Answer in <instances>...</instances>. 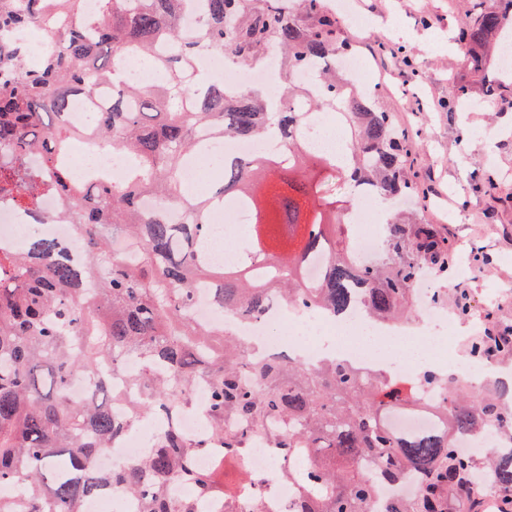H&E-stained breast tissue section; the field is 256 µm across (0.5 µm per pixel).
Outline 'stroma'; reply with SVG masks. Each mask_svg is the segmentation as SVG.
Segmentation results:
<instances>
[{"label":"stroma","instance_id":"obj_1","mask_svg":"<svg viewBox=\"0 0 512 512\" xmlns=\"http://www.w3.org/2000/svg\"><path fill=\"white\" fill-rule=\"evenodd\" d=\"M461 8L460 0H355L352 9L367 17L368 26L348 19L342 25L366 65L405 88L386 103L414 133L408 164L425 192V216L455 245L453 272L438 304L453 308L458 291L467 293L471 314L461 327L470 337L512 325V303L497 301L498 286L512 285V109L448 108L451 90L481 80L480 72L461 62ZM396 16L400 28L384 30ZM406 52L414 55L415 70L404 66ZM466 129L495 136L488 147L464 149L460 138ZM475 255L487 259L484 272L474 268Z\"/></svg>","mask_w":512,"mask_h":512}]
</instances>
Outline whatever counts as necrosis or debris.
<instances>
[{
	"instance_id": "obj_1",
	"label": "necrosis or debris",
	"mask_w": 512,
	"mask_h": 512,
	"mask_svg": "<svg viewBox=\"0 0 512 512\" xmlns=\"http://www.w3.org/2000/svg\"><path fill=\"white\" fill-rule=\"evenodd\" d=\"M69 167L80 181L85 180L93 169L101 171L116 186L124 184L131 176L126 155L112 148L77 146L69 155ZM63 206L61 198L47 192L40 196L32 213L19 208L13 200L0 198V246L16 249L29 235L36 233L66 241L73 258L82 260L81 241L75 236L71 224L54 218ZM352 218L356 224L353 253L359 261H371L378 254V241L370 228L381 222V212L373 199L365 196L357 202ZM210 220L212 234L218 235L223 244L209 249V263L219 266L236 264L244 230L251 220L248 210L228 203L214 211ZM415 298L419 319L413 323L389 324L373 322L358 307L345 315L334 316L324 311L273 303L260 316L246 317L220 310L212 303L208 291L202 289L197 293L191 315L198 324L224 331L247 345L286 347L306 367L319 362L320 352L330 339L335 341L340 358L362 373L370 372L381 358L389 355L393 358V374L411 385L419 384L421 380L422 368L413 352L422 347L429 351L434 363L450 368L452 377L465 380L474 391H481L491 369L490 363L468 355H451L448 332L454 327V317L431 302L425 289H417ZM164 427V422L158 420L145 437L125 436L98 457V469L120 468L146 455ZM224 461L235 468L238 480L233 492L241 506H248L257 498L261 500L264 512H291L298 486L282 479L287 462L276 449L266 447L263 441L253 440L242 454L227 458L221 449L211 448L196 458L195 465L209 471Z\"/></svg>"
}]
</instances>
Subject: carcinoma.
I'll return each mask as SVG.
<instances>
[{
    "label": "carcinoma",
    "instance_id": "carcinoma-1",
    "mask_svg": "<svg viewBox=\"0 0 512 512\" xmlns=\"http://www.w3.org/2000/svg\"><path fill=\"white\" fill-rule=\"evenodd\" d=\"M207 21L183 30V0H102L97 25L81 0H0V194L27 207L44 191L64 201L59 217L72 223L86 259L77 264L62 240L30 235L11 254L0 253V485L21 497L0 512H84L85 503L116 490L139 499L140 512H197L169 493L176 479L193 483L201 499L237 512L210 472L194 459L212 447L171 424L140 459L110 473L94 459L125 437L143 415L172 414L190 404V383L209 386V427L222 447L240 451L253 437L288 459L284 476L298 485L292 512H378L377 483L417 476V491L385 512H487L481 484L492 487L495 512H512V446L492 448L478 466L461 440L503 431L512 440V402L502 391L479 394L435 374L425 384L445 397L432 429L397 434L386 424L395 410L413 412L419 392L386 373L363 378L352 366L327 359L306 370L281 358L252 354L212 334L185 314L200 281L221 308L260 315L272 297L301 308L341 313L366 307L376 322L407 313L423 270H451L448 237L417 214L387 216L381 259L353 255L350 220L364 193L388 201L415 194L407 171L411 132L396 124L379 97L363 98L336 58L352 55L336 14L323 0H205ZM64 21L63 47L27 64L29 46L17 32ZM512 33V0H478L458 32L464 62L485 69L484 52L500 57ZM134 49L165 75L157 89L122 80L121 55ZM219 51L243 66L275 51L282 59V96L260 90L228 96L199 80L192 60ZM314 64L316 81L292 74ZM479 94L492 103L512 78L495 68ZM74 97L89 101L95 120L67 117ZM335 111L347 138L334 155L313 151L301 131L317 112ZM205 128L241 140L276 138L275 154L240 155L224 164L210 192L187 196L179 174L184 157L206 155L196 135ZM122 150L135 173L122 188L97 172L78 182L67 164L70 142ZM43 155L45 169L28 163ZM154 197L151 212L144 196ZM231 199L254 222L238 264L206 261L207 215ZM192 215L172 224L168 207ZM311 226L309 235L302 234ZM120 233L139 252L136 261L111 251ZM478 358L512 355V327L477 336ZM136 355L146 372L129 378L128 401L110 385L125 358ZM80 376L97 385L88 399L70 403ZM126 402L117 414L113 405Z\"/></svg>",
    "mask_w": 512,
    "mask_h": 512
}]
</instances>
